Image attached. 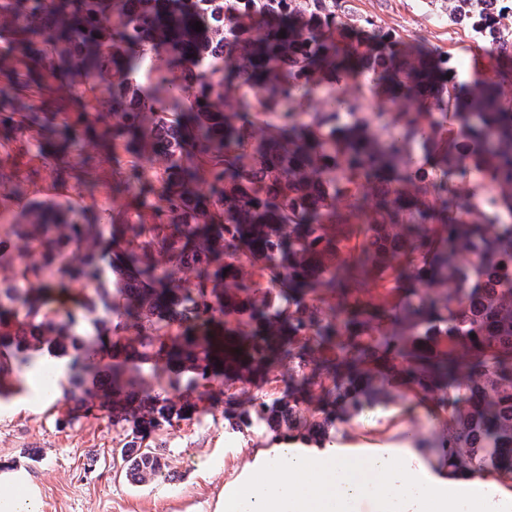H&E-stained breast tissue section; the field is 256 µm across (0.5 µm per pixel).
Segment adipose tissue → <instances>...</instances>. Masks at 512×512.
Returning <instances> with one entry per match:
<instances>
[{"instance_id": "1", "label": "adipose tissue", "mask_w": 512, "mask_h": 512, "mask_svg": "<svg viewBox=\"0 0 512 512\" xmlns=\"http://www.w3.org/2000/svg\"><path fill=\"white\" fill-rule=\"evenodd\" d=\"M421 442L405 431L380 446L340 434L320 449L291 440L255 449L217 512H512V492L496 477L448 470ZM38 502L22 472H0V512H39Z\"/></svg>"}]
</instances>
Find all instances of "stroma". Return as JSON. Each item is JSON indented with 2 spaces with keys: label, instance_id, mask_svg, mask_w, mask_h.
<instances>
[{
  "label": "stroma",
  "instance_id": "35a3bbf8",
  "mask_svg": "<svg viewBox=\"0 0 512 512\" xmlns=\"http://www.w3.org/2000/svg\"><path fill=\"white\" fill-rule=\"evenodd\" d=\"M352 14L370 19L410 43L441 47L448 54V68L458 81L475 75L495 77V62L476 40L468 24H454L439 16L432 0H348ZM83 84L69 81L45 90L36 86L24 93L43 112H73L84 92ZM127 155L104 161L95 186L72 178L59 184L49 169L50 153L33 154L40 175L24 197H0V211L20 215L30 200L59 203L95 214L106 221L108 212L126 210L125 192L115 188L112 168L126 166ZM38 381H30L22 394L0 403V464L26 473L39 489L41 512H215L214 504L224 483L244 460V447L269 445L271 438L254 432L250 439L230 430L220 404L205 413L165 429L161 438L173 475L147 485L127 481L112 459L125 434L111 419L90 416L66 423L63 402L51 403ZM409 399L393 393L380 414L359 410L345 422L359 442L383 443L396 436L400 425L421 431L431 428V416L406 417Z\"/></svg>",
  "mask_w": 512,
  "mask_h": 512
}]
</instances>
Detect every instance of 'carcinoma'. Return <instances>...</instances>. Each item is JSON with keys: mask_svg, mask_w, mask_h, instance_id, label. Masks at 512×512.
<instances>
[{"mask_svg": "<svg viewBox=\"0 0 512 512\" xmlns=\"http://www.w3.org/2000/svg\"><path fill=\"white\" fill-rule=\"evenodd\" d=\"M345 2L0 0L6 59L40 67L26 81L87 85L55 129L51 175L78 160L94 183L84 150L123 153L112 182L131 198L107 224L35 200L0 224L15 251L0 268V402L44 354L62 361L66 420L130 424L121 466L149 484L168 468L157 435L204 399L225 398L241 433L322 445L336 414L409 391L448 415V466L512 474V224L464 188L482 175L512 213V107L500 83L462 90L446 52ZM439 2L511 79L512 0ZM148 57L161 62L145 90ZM321 84L327 109L306 121L296 103ZM374 96L395 110L364 115ZM51 125L0 81L1 147ZM37 175L13 159L0 195ZM284 361L287 396L236 390Z\"/></svg>", "mask_w": 512, "mask_h": 512, "instance_id": "obj_1", "label": "carcinoma"}]
</instances>
